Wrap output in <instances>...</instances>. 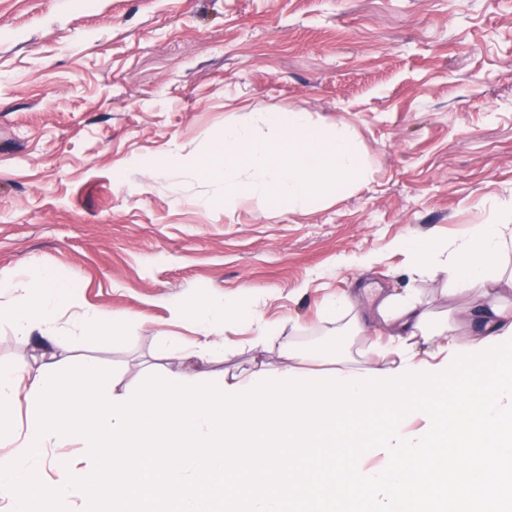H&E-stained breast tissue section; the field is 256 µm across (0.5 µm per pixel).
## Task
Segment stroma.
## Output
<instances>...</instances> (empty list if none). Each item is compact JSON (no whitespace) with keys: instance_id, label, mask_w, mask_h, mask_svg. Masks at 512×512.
Instances as JSON below:
<instances>
[{"instance_id":"obj_1","label":"stroma","mask_w":512,"mask_h":512,"mask_svg":"<svg viewBox=\"0 0 512 512\" xmlns=\"http://www.w3.org/2000/svg\"><path fill=\"white\" fill-rule=\"evenodd\" d=\"M282 108L345 128L368 179L305 212L225 209L200 164L226 124ZM509 208L512 0H0V306L53 271L63 318L134 316L68 345L122 383L183 369L159 354L164 334L195 338L175 304L239 301L303 341L328 338L336 296L467 308L397 246L456 243ZM223 335L239 349L210 371L251 369L248 327Z\"/></svg>"}]
</instances>
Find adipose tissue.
Segmentation results:
<instances>
[{
  "mask_svg": "<svg viewBox=\"0 0 512 512\" xmlns=\"http://www.w3.org/2000/svg\"><path fill=\"white\" fill-rule=\"evenodd\" d=\"M402 247L417 271L431 273L444 269L454 293L468 295L473 304L456 316L436 315L422 308L409 290L381 294L377 304L365 314L348 298L333 301L325 311V322L334 325L338 336L352 332L369 337V351L377 359V370L423 362L436 365L455 348L478 345L512 327V300L504 296L506 287H512V276H506L500 266L501 256L512 248V210L481 225L453 247L417 238L405 239ZM66 299L64 283L55 272L48 271L35 286L16 298L7 312L22 338L37 337L47 347L46 360L50 363L59 359L55 346L65 331L60 311ZM230 321H243L250 326L255 347L279 342L289 370L303 372L311 365H331L337 374L345 376L356 373L362 365L354 352L348 350L329 354L317 346L297 345L295 337L270 327L257 311L231 301L209 305L196 317L197 337L192 343H185L178 336L165 337L164 356L189 354L207 362L218 350L232 352L233 344L224 343L221 336L222 328ZM32 384L24 365L0 367V444L16 449L22 443V435L15 430L13 410L30 393Z\"/></svg>",
  "mask_w": 512,
  "mask_h": 512,
  "instance_id": "ef3b65f1",
  "label": "adipose tissue"
}]
</instances>
